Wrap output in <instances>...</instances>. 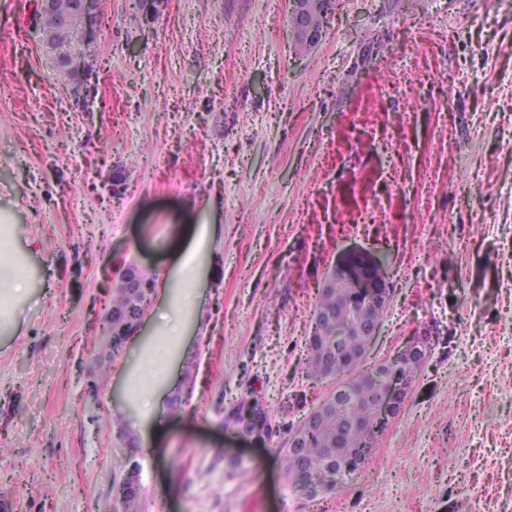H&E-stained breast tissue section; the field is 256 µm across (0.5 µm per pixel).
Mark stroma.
I'll return each instance as SVG.
<instances>
[{
    "instance_id": "obj_1",
    "label": "stroma",
    "mask_w": 512,
    "mask_h": 512,
    "mask_svg": "<svg viewBox=\"0 0 512 512\" xmlns=\"http://www.w3.org/2000/svg\"><path fill=\"white\" fill-rule=\"evenodd\" d=\"M34 8L0 0V242L24 288L0 299V512H113L134 462L140 512H512V0H337L304 54L289 0H102L83 104ZM199 224L224 242L163 388L182 403L146 437L125 378L167 294L105 357L104 275L159 284ZM352 254L387 257L393 290L367 365L436 341L367 466L312 500L224 407L251 393L294 426L329 393L306 338Z\"/></svg>"
}]
</instances>
